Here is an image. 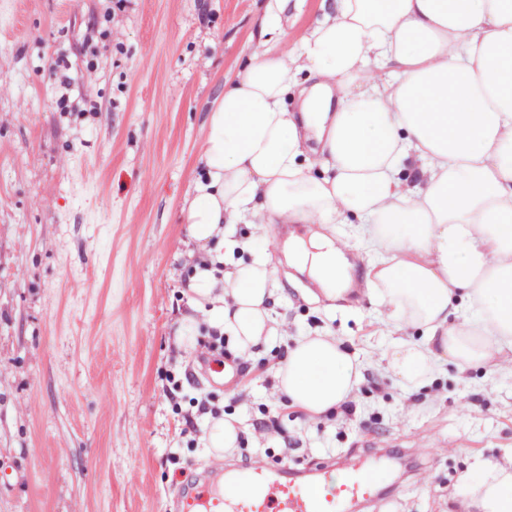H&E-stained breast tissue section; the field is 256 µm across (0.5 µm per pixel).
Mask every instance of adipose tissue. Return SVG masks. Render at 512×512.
Listing matches in <instances>:
<instances>
[{"label":"adipose tissue","instance_id":"adipose-tissue-1","mask_svg":"<svg viewBox=\"0 0 512 512\" xmlns=\"http://www.w3.org/2000/svg\"><path fill=\"white\" fill-rule=\"evenodd\" d=\"M300 73L293 113L289 79ZM205 131L186 212L203 251L186 330L204 323L244 349L275 336L268 259L224 268L245 215L317 225L291 261L331 301L349 274L347 244L327 230L355 219L375 255L367 286L381 321L422 332L385 354L403 381L444 362L493 366L512 350V0H338L292 50L253 54ZM276 377L313 417L348 401L360 364L333 336H308ZM476 466L480 477L454 493L464 512H512V456Z\"/></svg>","mask_w":512,"mask_h":512}]
</instances>
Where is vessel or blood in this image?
Here are the masks:
<instances>
[{
    "mask_svg": "<svg viewBox=\"0 0 512 512\" xmlns=\"http://www.w3.org/2000/svg\"><path fill=\"white\" fill-rule=\"evenodd\" d=\"M341 481L302 479L288 465L239 471L220 485H199L181 500V512H350L378 493L379 468L344 464Z\"/></svg>",
    "mask_w": 512,
    "mask_h": 512,
    "instance_id": "b4317fda",
    "label": "vessel or blood"
}]
</instances>
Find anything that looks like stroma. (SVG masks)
Listing matches in <instances>:
<instances>
[{"label":"stroma","mask_w":512,"mask_h":512,"mask_svg":"<svg viewBox=\"0 0 512 512\" xmlns=\"http://www.w3.org/2000/svg\"><path fill=\"white\" fill-rule=\"evenodd\" d=\"M335 4L288 0L267 33L269 0H0V512H165L217 460L204 406L243 428L232 465L378 462L389 490L360 512H459L472 463L512 453V371L446 363L412 386L389 370L421 333L381 323L353 224L335 227L350 290L334 304L287 276L297 225H234L225 265L278 241L279 332L245 356L229 335L176 343L206 114L253 53ZM323 330L362 379L311 418L275 372Z\"/></svg>","instance_id":"obj_1"}]
</instances>
